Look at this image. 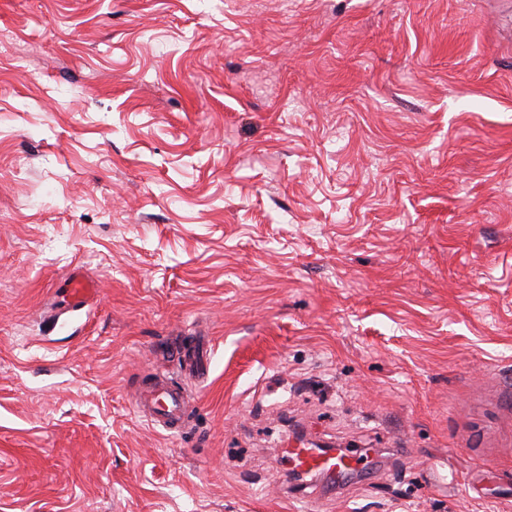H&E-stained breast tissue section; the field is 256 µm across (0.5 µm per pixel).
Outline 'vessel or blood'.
I'll return each mask as SVG.
<instances>
[{
  "mask_svg": "<svg viewBox=\"0 0 512 512\" xmlns=\"http://www.w3.org/2000/svg\"><path fill=\"white\" fill-rule=\"evenodd\" d=\"M94 291L93 281L76 273L69 277L67 293L73 308L84 307ZM190 406L184 386L167 373L143 383L134 403L135 411L147 422L173 435L183 431ZM286 454L293 468L307 475L327 472L341 480L361 467L359 457L341 449L326 456L311 448L292 446Z\"/></svg>",
  "mask_w": 512,
  "mask_h": 512,
  "instance_id": "obj_1",
  "label": "vessel or blood"
}]
</instances>
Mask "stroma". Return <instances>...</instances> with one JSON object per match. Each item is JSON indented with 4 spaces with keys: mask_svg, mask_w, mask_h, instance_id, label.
Listing matches in <instances>:
<instances>
[{
    "mask_svg": "<svg viewBox=\"0 0 512 512\" xmlns=\"http://www.w3.org/2000/svg\"><path fill=\"white\" fill-rule=\"evenodd\" d=\"M510 23L0 0L40 47L0 55V512H512ZM199 342L172 436L133 398ZM274 431L365 474L294 482ZM67 281V293L72 301V310H79L84 307L88 298L94 293L95 285L93 281L76 273L72 274Z\"/></svg>",
    "mask_w": 512,
    "mask_h": 512,
    "instance_id": "stroma-1",
    "label": "stroma"
}]
</instances>
